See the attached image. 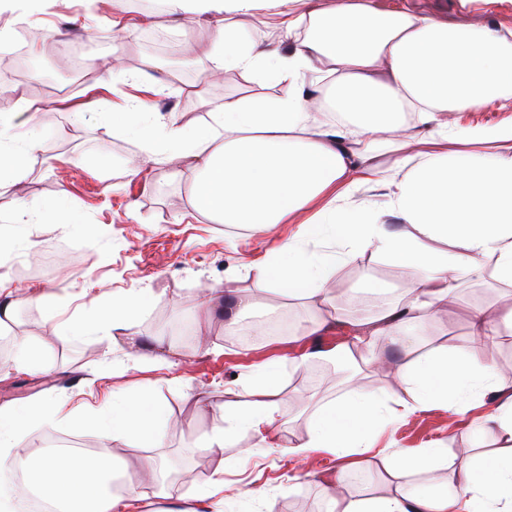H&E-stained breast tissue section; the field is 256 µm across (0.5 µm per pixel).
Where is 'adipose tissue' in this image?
Instances as JSON below:
<instances>
[{"label": "adipose tissue", "instance_id": "obj_1", "mask_svg": "<svg viewBox=\"0 0 512 512\" xmlns=\"http://www.w3.org/2000/svg\"><path fill=\"white\" fill-rule=\"evenodd\" d=\"M277 2L288 30L306 29L291 53L252 42L237 26L224 24L201 48L211 63L206 78L214 80L227 69L254 78L271 72L294 89L305 73H327L334 77L325 96L330 117L315 115L309 100L294 91L271 101L228 95L207 102L208 121L172 116L157 132L144 123L147 109L136 97L107 119L145 146L128 174L149 163H190L196 178L188 203L210 221L267 231L298 225L297 233L251 266L249 293L227 288L200 300L203 310L223 315L225 335L245 329L264 338L268 321L258 312L260 301L271 292L283 295L310 315L309 322L294 326V335L353 322L352 349L363 364L380 365V357L370 352L376 338L402 344L397 370L413 398L383 408L359 391L357 374H350L346 397L311 411L306 437L285 446L279 426L288 404L275 396L279 374L269 364L225 406L224 425L207 447L223 454L247 432L298 457L322 450L359 467L387 416H408L430 404L459 411L464 396L485 386L494 395L493 407L473 428L498 434L502 445L494 454L474 456L444 489L412 485L415 474L438 466L432 449L390 457L389 471L400 484L387 496L348 495L343 474H336L326 480L327 512H512V382L482 357L501 337L512 336V301L475 310L468 350L420 353L414 338L424 319L447 307L459 273L482 271L486 259L494 261L492 278L512 288V122L452 131L447 120L451 111L512 104V32L384 11L371 0H337L331 8L317 0ZM258 3L165 0L167 15L181 19L247 12ZM32 107L20 97L14 111L0 114V197L18 201L16 225L0 245V256L19 247L34 250L27 225L75 221L64 198L32 204L20 197L24 161L42 150L43 141L35 132L15 136L13 119ZM410 109L418 112L413 126L405 119ZM452 141L457 149H449ZM390 151L398 158L395 171L386 173L378 159ZM379 185L388 190L383 207L352 204L360 189ZM311 241L323 243V250H308ZM368 249L394 262L404 293L377 312L348 316L333 294L332 276ZM152 300L145 288L113 294L105 308L70 321L68 331L81 338L115 329L135 336L136 318ZM44 416L38 402L0 407V460L28 462L27 485L63 512H136L142 488L158 468L147 464L137 478L126 480L122 493H113L107 487L114 474L112 446L158 444L169 419L166 407L146 395L113 398L109 414L94 423L103 450L90 457L35 456L23 448L25 429Z\"/></svg>", "mask_w": 512, "mask_h": 512}]
</instances>
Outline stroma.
<instances>
[{"instance_id":"35a3bbf8","label":"stroma","mask_w":512,"mask_h":512,"mask_svg":"<svg viewBox=\"0 0 512 512\" xmlns=\"http://www.w3.org/2000/svg\"><path fill=\"white\" fill-rule=\"evenodd\" d=\"M381 10L408 6L411 11L474 27L495 26L512 30V0H372ZM275 8L253 13H231L227 23L240 27L249 39L290 48L301 31H287L274 18ZM48 35L40 58L47 63L43 81L50 90L36 95L32 84L5 78L0 73V111L10 112L18 96L36 100L39 109L17 125V132L37 128L43 149L27 162L25 194L39 202L66 193L72 209L86 226L76 232L67 224H35L30 238L36 254L14 252L11 275L19 290L14 331L40 337L45 344L43 366L19 372L13 356L0 352V405L42 400L65 405L75 423L42 421L30 425L23 438L25 448H35L47 434L64 438L95 439V419L107 413L105 400L111 394L130 398L147 393L169 410L170 423L157 447L131 449L117 444L115 456L128 472L139 471L153 461L176 472L171 488L157 493L145 486L138 512H158L162 505L189 512L199 493L215 478L224 480V512H251L253 490L261 488L274 512H326L325 492L318 481L321 471L341 466L340 460L315 451L298 458L265 447L259 438L239 434L223 455L213 454L206 442L223 427L224 403L263 362L280 361L282 390L288 393L289 418L280 427L283 442L306 435V416L314 407L342 398V379L312 377L293 358L289 335L239 345L224 333V320L216 313L198 312L195 302L215 290L231 287L245 293L249 286L243 268L262 259L287 238L291 225H279L271 234L228 224H213L193 212L187 201L194 178L189 167L173 169L148 165L140 174L124 175L127 161L142 151L141 141L105 124L113 103L131 94L132 75L138 74L148 52L145 42L151 27L119 33L112 26L110 0H46L40 14ZM216 23L211 19L183 22L171 36L184 51L182 66L201 76L208 60L192 54L199 43L213 39ZM80 44L91 62V78H103L107 89L90 94L87 84L71 87L69 80L51 66L52 57ZM120 57L119 68L102 72L108 55ZM150 79L159 88L153 98L156 112H177L184 119H202L206 112L199 101L187 95L186 84L177 82L172 68L157 66ZM208 97L228 94L247 98L286 97L287 85L257 80L237 71L209 83ZM88 102L92 109L81 123H73L62 101ZM398 285L391 260L372 252L337 269L332 284L337 295L351 296L369 280ZM150 288L157 296L138 317L136 330L144 347L137 361H130L129 345L122 336L80 340L63 329L64 321L95 307L104 306L108 292ZM33 289L49 290L48 307L29 298ZM499 285L487 273L467 276L452 295L448 309L429 318L423 340L431 347L452 351L466 349L470 340V314L474 306L496 302ZM491 395L482 405L453 414L432 405L407 418L390 420L376 434L377 452L370 466L345 469L351 495H387L394 484L383 469V457L419 455L428 448L447 453V468L431 472L434 483H453L460 460L474 449L499 447L497 434L476 435L472 422L483 414ZM342 467V466H341Z\"/></svg>"}]
</instances>
